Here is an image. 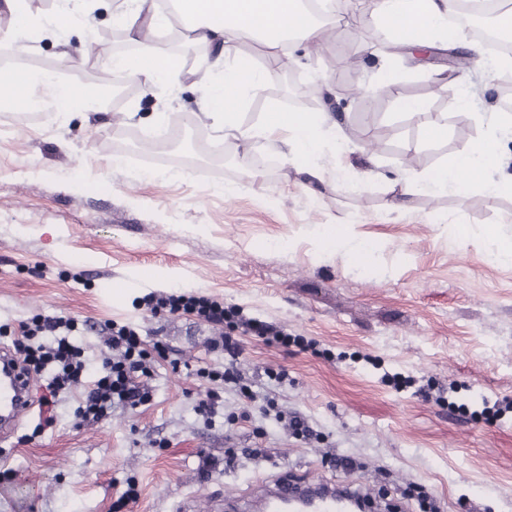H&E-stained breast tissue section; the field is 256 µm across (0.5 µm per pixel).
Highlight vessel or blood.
I'll use <instances>...</instances> for the list:
<instances>
[{"label": "vessel or blood", "mask_w": 512, "mask_h": 512, "mask_svg": "<svg viewBox=\"0 0 512 512\" xmlns=\"http://www.w3.org/2000/svg\"><path fill=\"white\" fill-rule=\"evenodd\" d=\"M33 378L22 361L7 348H0V441L10 438L21 419L34 407ZM356 494L350 488L320 483L300 488L280 485L262 503L263 512H285L287 501L301 512H349Z\"/></svg>", "instance_id": "b4317fda"}]
</instances>
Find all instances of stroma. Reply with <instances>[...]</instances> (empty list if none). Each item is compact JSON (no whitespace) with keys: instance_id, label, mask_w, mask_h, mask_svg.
Segmentation results:
<instances>
[{"instance_id":"35a3bbf8","label":"stroma","mask_w":512,"mask_h":512,"mask_svg":"<svg viewBox=\"0 0 512 512\" xmlns=\"http://www.w3.org/2000/svg\"><path fill=\"white\" fill-rule=\"evenodd\" d=\"M352 5L335 9L338 36L290 56L240 40L231 48L316 86L315 110L335 118L342 164L366 174L359 191L340 187L329 163L317 177L299 173L277 136L240 148L252 161L273 157L275 170L223 173L204 115L200 67L211 48L187 31H156L179 67L155 92L111 95L98 113L62 123L0 112V325L36 314L90 320L77 343L94 362L114 323L167 348L150 403L83 424L76 389L52 403V428L34 433L32 416L0 443V512H212L213 499L252 497L290 477L351 485L391 512H427L429 501L438 512H512V412H488L512 405V265L489 261L482 236L493 225L512 237V195L491 201L474 186L404 197L396 183L403 153L426 174L480 139L501 109V84L477 61L448 65L449 53L468 57L469 36L396 47L375 15L350 22ZM83 7L87 25L18 43L16 16L0 0V51L95 83L118 51L120 0ZM464 88L470 106L448 111V94ZM404 98L423 100L424 118L401 114ZM427 120L447 123V136L426 140ZM341 232L370 242L373 258L318 245ZM151 292L206 296L292 336L286 347L243 336L240 368L316 438L285 434L230 389L223 415L204 425L184 366L218 368L224 355L194 315H151ZM270 370L286 380H268ZM428 384L443 401L416 394ZM334 454L356 469L334 468ZM130 482L137 495L126 499Z\"/></svg>"}]
</instances>
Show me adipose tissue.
Returning <instances> with one entry per match:
<instances>
[{"instance_id":"ef3b65f1","label":"adipose tissue","mask_w":512,"mask_h":512,"mask_svg":"<svg viewBox=\"0 0 512 512\" xmlns=\"http://www.w3.org/2000/svg\"><path fill=\"white\" fill-rule=\"evenodd\" d=\"M78 0H62L55 11L31 13L26 0H12L18 18L15 39H22L26 29L56 34L82 25L86 17L77 6ZM458 0H376L374 14L392 35H407L409 44L430 46L437 42L449 45L458 40L456 29L448 25V17ZM176 13L182 23L196 30L200 41L209 44L213 53L208 60L203 80L208 85L206 115L225 138L256 141L284 132L287 155L296 166L321 164L334 159L341 151L334 126L327 117L309 112H283L271 108L257 125L244 129L238 124V109L248 95L260 91L271 82L273 70H257L233 55L232 38L261 43L279 52L296 43L307 47L321 39L323 23L308 12L302 0H176ZM137 51L131 56H115L104 62L102 71L110 75L126 72L139 81L144 90L154 92L162 79L173 72L178 61L163 44L145 34L133 15L121 13L117 18ZM57 87L54 118H65L74 112L96 110L109 92L108 83L74 86L54 73H37L22 67H0V112L11 111L15 99L33 97L38 84ZM512 130V114L497 113L486 135L464 145L445 165L426 176L404 171L401 192L410 195L420 191L461 192L480 185L486 196L498 198L512 190V178L488 179L489 171L500 169L503 154L499 140Z\"/></svg>"}]
</instances>
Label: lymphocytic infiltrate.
<instances>
[{
	"mask_svg": "<svg viewBox=\"0 0 512 512\" xmlns=\"http://www.w3.org/2000/svg\"><path fill=\"white\" fill-rule=\"evenodd\" d=\"M153 314L191 312L217 330L211 349L224 353V366L220 369L197 368V377L208 381L196 407V414L204 424H212L224 406V388L230 387L249 401L260 402L264 414L273 415L284 430L296 438H312L315 431L299 417L284 419L277 413L272 399H259L252 384L245 382L238 367L242 353L240 333H249L269 342L288 345L292 338L274 324L243 317L234 308L204 296L186 294L149 295ZM79 328L76 319L58 315L38 314L20 322L14 331L13 345L34 373L51 370L47 387L52 395L83 386L87 364L72 336ZM110 356L104 357L90 387H83L81 401L76 409L80 421L98 423L110 417L114 408H135L147 404L151 397L149 379L154 374L156 355L164 354L162 342L147 345L139 332L127 325H110L104 338Z\"/></svg>",
	"mask_w": 512,
	"mask_h": 512,
	"instance_id": "lymphocytic-infiltrate-1",
	"label": "lymphocytic infiltrate"
}]
</instances>
